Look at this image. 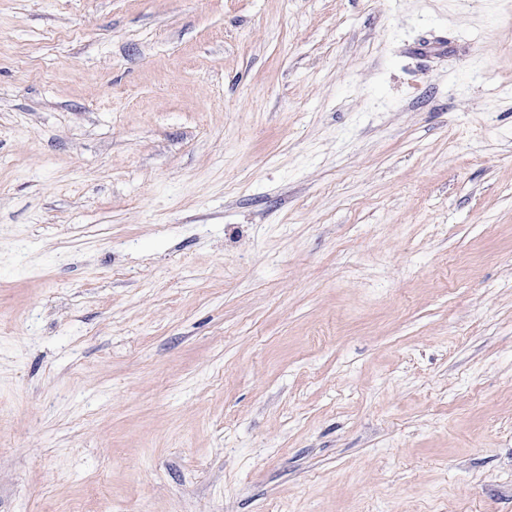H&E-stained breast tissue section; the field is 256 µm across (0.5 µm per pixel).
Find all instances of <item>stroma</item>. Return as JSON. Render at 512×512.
Returning <instances> with one entry per match:
<instances>
[{
    "mask_svg": "<svg viewBox=\"0 0 512 512\" xmlns=\"http://www.w3.org/2000/svg\"><path fill=\"white\" fill-rule=\"evenodd\" d=\"M0 512H512V0H0Z\"/></svg>",
    "mask_w": 512,
    "mask_h": 512,
    "instance_id": "obj_1",
    "label": "stroma"
}]
</instances>
